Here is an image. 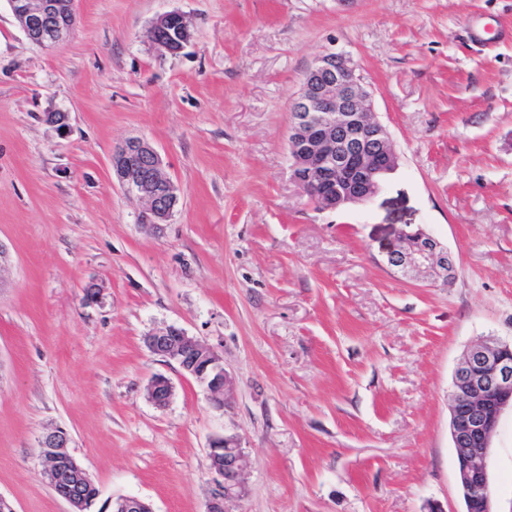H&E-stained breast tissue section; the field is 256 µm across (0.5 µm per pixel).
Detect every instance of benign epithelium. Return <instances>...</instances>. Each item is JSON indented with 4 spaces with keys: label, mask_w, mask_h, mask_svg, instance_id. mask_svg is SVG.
I'll list each match as a JSON object with an SVG mask.
<instances>
[{
    "label": "benign epithelium",
    "mask_w": 512,
    "mask_h": 512,
    "mask_svg": "<svg viewBox=\"0 0 512 512\" xmlns=\"http://www.w3.org/2000/svg\"><path fill=\"white\" fill-rule=\"evenodd\" d=\"M7 2L25 36L36 45L56 46L75 27V0ZM149 39L165 52L178 54L192 39L191 22L179 12L163 13L150 26ZM288 148L294 179L322 210L367 202L380 189L382 176L397 166L391 134L374 112L371 87L348 53L328 49L303 75L291 109ZM112 169L122 186L144 202V225L161 232L179 203L181 189L166 175L157 150L144 138L127 139L113 149ZM387 263L424 280L446 276L455 267L448 249L420 228L400 232L387 251ZM145 343L195 379L213 407H224L231 377L215 350L175 326L146 336ZM172 392L171 381L163 375L153 377L147 386L148 399L158 407L169 403ZM451 397L450 436L465 512H494L489 458L499 419L512 411V343L488 338L468 349L454 372ZM67 443L61 430L42 437L44 475L73 512H86L84 496L72 493L70 487L92 480L81 466L60 465ZM208 456L215 489L205 512H231L246 493L241 440L234 435L215 438ZM111 512L152 509L137 497H121L112 502Z\"/></svg>",
    "instance_id": "benign-epithelium-1"
}]
</instances>
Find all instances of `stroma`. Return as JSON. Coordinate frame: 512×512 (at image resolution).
<instances>
[{
  "instance_id": "obj_1",
  "label": "stroma",
  "mask_w": 512,
  "mask_h": 512,
  "mask_svg": "<svg viewBox=\"0 0 512 512\" xmlns=\"http://www.w3.org/2000/svg\"><path fill=\"white\" fill-rule=\"evenodd\" d=\"M71 35L33 44L0 0V496L71 512L39 442L64 430L99 489L205 512L208 446L237 435L233 512H463L449 420L464 351L512 340V0H77ZM176 11L181 53L148 30ZM352 55L397 168L366 203L320 211L292 177L304 72ZM65 112L69 129L47 123ZM147 138L180 187L161 232L112 174ZM422 228L452 278L392 270ZM102 288L85 297L89 281ZM224 358V409L149 333ZM173 384L169 404L150 380ZM496 512H512V413L493 436ZM175 28V36L171 34ZM168 33L172 40L167 41L163 34ZM149 39L154 46L170 54L184 50L192 39V25L189 19L179 12H166L159 15L149 28ZM172 46H177L172 49ZM172 392L171 381L163 375L153 377L147 386L148 399L158 407H164L169 403Z\"/></svg>"
}]
</instances>
